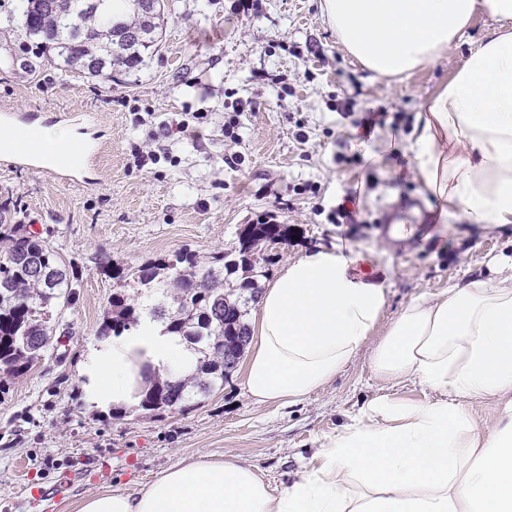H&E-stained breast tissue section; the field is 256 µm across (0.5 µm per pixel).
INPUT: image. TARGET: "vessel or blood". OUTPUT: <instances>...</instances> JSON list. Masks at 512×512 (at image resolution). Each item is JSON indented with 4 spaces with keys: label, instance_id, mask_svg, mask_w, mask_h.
Listing matches in <instances>:
<instances>
[{
    "label": "vessel or blood",
    "instance_id": "obj_1",
    "mask_svg": "<svg viewBox=\"0 0 512 512\" xmlns=\"http://www.w3.org/2000/svg\"><path fill=\"white\" fill-rule=\"evenodd\" d=\"M38 119V114L33 112L16 110L0 112V130L12 134L11 140H0V160L12 165L29 166L59 181L73 183L79 181L95 158L96 148H84L76 155L66 159L50 158L43 149L33 142ZM19 136L30 138V146L24 149L18 148L14 140Z\"/></svg>",
    "mask_w": 512,
    "mask_h": 512
}]
</instances>
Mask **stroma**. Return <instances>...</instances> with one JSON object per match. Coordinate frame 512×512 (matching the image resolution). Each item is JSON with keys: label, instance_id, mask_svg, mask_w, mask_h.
I'll return each instance as SVG.
<instances>
[{"label": "stroma", "instance_id": "obj_1", "mask_svg": "<svg viewBox=\"0 0 512 512\" xmlns=\"http://www.w3.org/2000/svg\"><path fill=\"white\" fill-rule=\"evenodd\" d=\"M155 47L133 68L93 77L51 51H28L22 0L0 7V111L38 113L100 147L89 182L73 185L0 165V207L49 243L73 273L62 309L63 362L48 357L0 393V512H78L86 496L137 491L183 461L228 454L274 488L300 473L318 440L336 434L388 391L436 400L416 380L382 386L371 352L412 298L472 277L497 279L512 257V224L437 223V201L405 150L419 112L495 28L477 13L465 37L398 80L374 74L340 45L321 0H165ZM376 124H364L366 112ZM192 112L210 123L198 141L178 133ZM156 152L139 165L135 150ZM345 207L343 223L333 219ZM273 215L292 237L259 243L254 273L266 286L318 248L355 253L388 288L384 314L335 379L293 405L255 404L236 368L223 389L183 413L115 418L89 404L81 364L100 341L115 282L103 265L131 267L179 250L203 258L238 244L243 225Z\"/></svg>", "mask_w": 512, "mask_h": 512}]
</instances>
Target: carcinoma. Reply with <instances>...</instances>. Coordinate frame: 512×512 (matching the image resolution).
Returning <instances> with one entry per match:
<instances>
[{"label": "carcinoma", "mask_w": 512, "mask_h": 512, "mask_svg": "<svg viewBox=\"0 0 512 512\" xmlns=\"http://www.w3.org/2000/svg\"><path fill=\"white\" fill-rule=\"evenodd\" d=\"M46 0H24L23 22L29 35L76 69L85 59L104 57L103 67L88 74L101 76L116 66L138 65L143 53L153 46L154 31L164 17L165 3L159 0L152 15L144 14L138 0H124L130 12L102 0L100 13H88L84 0H64L63 8L71 24H60L45 9ZM143 34V38L113 47L119 31ZM286 224H245L238 235L239 247L233 257L226 254L204 262L192 251L176 252L168 259H157L138 267L107 265L103 272L119 283L112 295L110 314L99 328L102 337L119 336L136 327L150 315L166 328L183 336L198 357L194 371L185 377H157L142 394L136 409L146 414L184 412L201 404L217 387L224 386L230 370L224 369V355L238 357L249 343L246 322L249 301L257 291L256 282L243 278L237 288L224 287V275L254 271L253 251L263 242L288 241ZM35 250L29 265L16 261L17 253ZM70 275L64 262L48 245L38 241L26 225L0 219V392L9 382L29 373L53 348L58 311L71 305Z\"/></svg>", "instance_id": "obj_1"}]
</instances>
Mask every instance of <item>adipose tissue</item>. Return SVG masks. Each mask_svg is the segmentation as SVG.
<instances>
[{
	"instance_id": "adipose-tissue-1",
	"label": "adipose tissue",
	"mask_w": 512,
	"mask_h": 512,
	"mask_svg": "<svg viewBox=\"0 0 512 512\" xmlns=\"http://www.w3.org/2000/svg\"><path fill=\"white\" fill-rule=\"evenodd\" d=\"M321 10L345 50L381 76L436 60L478 11L496 20L421 112L407 148L441 217L512 224V0H322ZM356 261L321 249L263 289L245 368L254 403H298L360 352L387 299ZM195 363L182 336L146 317L86 356L85 397L126 407L145 371L184 376ZM371 363L382 380H418L437 400L378 394L277 489L253 465L202 457L144 489L89 495L78 512H512V275L411 299ZM486 399L497 400L500 419L481 431L470 408Z\"/></svg>"
}]
</instances>
